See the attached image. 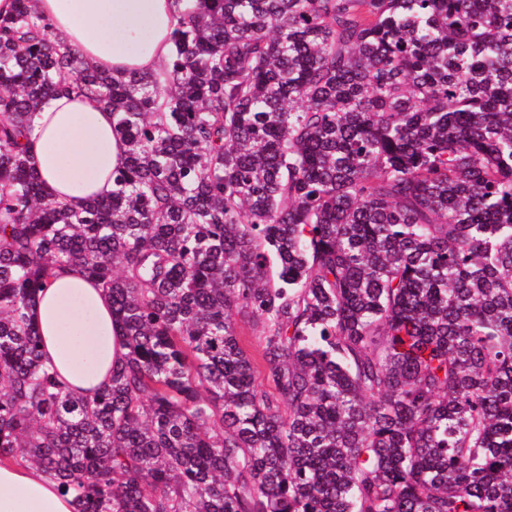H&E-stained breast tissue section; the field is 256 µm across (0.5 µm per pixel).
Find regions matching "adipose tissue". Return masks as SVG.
<instances>
[{
  "instance_id": "ef3b65f1",
  "label": "adipose tissue",
  "mask_w": 512,
  "mask_h": 512,
  "mask_svg": "<svg viewBox=\"0 0 512 512\" xmlns=\"http://www.w3.org/2000/svg\"><path fill=\"white\" fill-rule=\"evenodd\" d=\"M53 37L85 62L121 76L131 71L166 76L177 0H32ZM26 151L54 199L74 210L112 196V172L127 145L112 114L75 91L41 103ZM43 353L68 389L90 395L102 388L126 349L106 289L72 265L59 270L30 310ZM72 496L35 468L0 464V512H74Z\"/></svg>"
}]
</instances>
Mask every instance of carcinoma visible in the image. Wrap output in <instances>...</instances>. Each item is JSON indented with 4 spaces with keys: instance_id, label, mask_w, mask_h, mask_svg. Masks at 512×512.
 Returning a JSON list of instances; mask_svg holds the SVG:
<instances>
[{
    "instance_id": "carcinoma-1",
    "label": "carcinoma",
    "mask_w": 512,
    "mask_h": 512,
    "mask_svg": "<svg viewBox=\"0 0 512 512\" xmlns=\"http://www.w3.org/2000/svg\"><path fill=\"white\" fill-rule=\"evenodd\" d=\"M14 2L0 462L77 512H512V0H179L164 79ZM74 87L128 146L79 211L22 143ZM75 264L128 350L92 397L29 316ZM237 320V332L244 347L254 356L258 355L260 349V338L258 328L254 325L252 318L239 316Z\"/></svg>"
}]
</instances>
